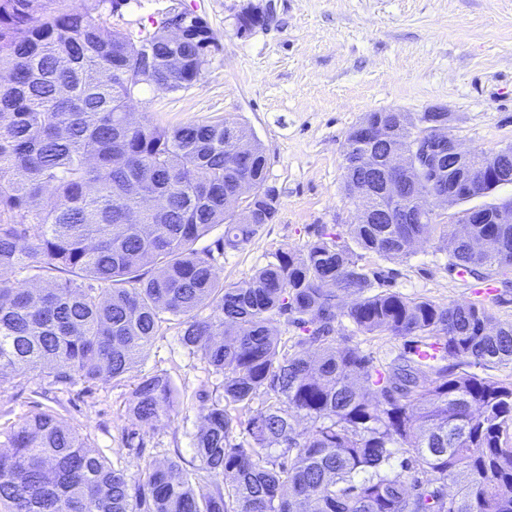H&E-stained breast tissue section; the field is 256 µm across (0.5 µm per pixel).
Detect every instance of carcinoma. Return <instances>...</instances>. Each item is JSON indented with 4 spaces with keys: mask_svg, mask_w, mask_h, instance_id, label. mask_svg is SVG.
Instances as JSON below:
<instances>
[{
    "mask_svg": "<svg viewBox=\"0 0 512 512\" xmlns=\"http://www.w3.org/2000/svg\"><path fill=\"white\" fill-rule=\"evenodd\" d=\"M130 0H0V379L40 372L54 386L132 372L162 324L224 377L196 436L199 465L149 463L130 486L57 415L37 412L0 432L4 512H512V381L471 366L512 362V325L481 302L442 306L385 287L368 255L403 260L442 230L448 268L486 281L512 267V224L463 210L467 237L436 214L401 224L325 226L278 250L248 281L224 286L196 248L224 225L237 249L278 213L279 196L224 197L266 181V156L240 165L243 123L215 118L162 127L126 118L148 87L190 88L220 50L187 9L184 35L112 25ZM395 148L430 117L400 112ZM370 143L352 129L346 196L370 183ZM474 195L512 184V145ZM36 282L18 288L19 279ZM357 299L348 307L341 296ZM210 309L203 317L201 312ZM302 335L283 342L279 318ZM348 320L372 336L413 337L379 368L336 343ZM437 347L432 359L418 348ZM264 394L266 410L232 415ZM167 373L141 377L129 411L144 427L174 406ZM284 448L283 460L269 445ZM204 481L207 494L193 484ZM455 486L448 494V484Z\"/></svg>",
    "mask_w": 512,
    "mask_h": 512,
    "instance_id": "obj_1",
    "label": "carcinoma"
}]
</instances>
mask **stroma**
<instances>
[{"mask_svg":"<svg viewBox=\"0 0 512 512\" xmlns=\"http://www.w3.org/2000/svg\"><path fill=\"white\" fill-rule=\"evenodd\" d=\"M267 16L247 34L235 16L243 0H131L115 26L151 24L170 9L188 8L216 33L221 49L186 90L149 88L133 102L137 118L162 126L231 117L254 133L267 157V183L279 193L270 224L235 250L216 272L225 284L251 278L281 247L303 246L315 230H345L354 208L343 191L347 137L369 112L441 109L470 151L491 154L512 144V0H254ZM394 291L440 305L485 302L495 324L512 323V287L495 294L483 282L448 269V251L433 235L403 261L373 256ZM337 341L385 363L404 339L368 336L352 323ZM167 372L177 389L170 415L143 427L128 411L141 375ZM223 382L164 324L148 353L124 378L60 390L48 378L18 374L0 380V431L51 410L137 483L145 462L174 458L197 465L194 442Z\"/></svg>","mask_w":512,"mask_h":512,"instance_id":"35a3bbf8","label":"stroma"}]
</instances>
